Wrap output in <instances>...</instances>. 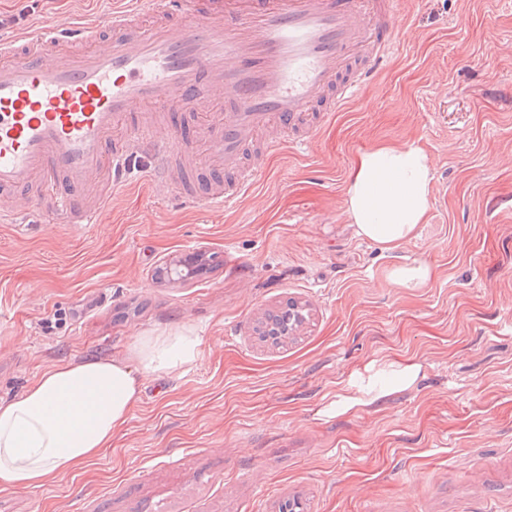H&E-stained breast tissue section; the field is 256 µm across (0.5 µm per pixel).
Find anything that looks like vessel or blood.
I'll return each mask as SVG.
<instances>
[{
    "label": "vessel or blood",
    "mask_w": 512,
    "mask_h": 512,
    "mask_svg": "<svg viewBox=\"0 0 512 512\" xmlns=\"http://www.w3.org/2000/svg\"><path fill=\"white\" fill-rule=\"evenodd\" d=\"M396 0H127L92 24L47 20L0 39V222L37 191L57 224L93 223L133 171L175 207L234 206L249 148L310 141L400 47ZM204 139L201 178L175 180L181 141Z\"/></svg>",
    "instance_id": "b4317fda"
}]
</instances>
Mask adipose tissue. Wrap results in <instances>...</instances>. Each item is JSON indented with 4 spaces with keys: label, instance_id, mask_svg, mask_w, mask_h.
<instances>
[{
    "label": "adipose tissue",
    "instance_id": "1",
    "mask_svg": "<svg viewBox=\"0 0 512 512\" xmlns=\"http://www.w3.org/2000/svg\"><path fill=\"white\" fill-rule=\"evenodd\" d=\"M430 181L418 146L361 154L346 191L358 234L386 250L414 237L429 210ZM199 355L192 331L142 336L126 358L57 364L19 396L0 399V487H40L99 455L128 422L141 376L184 369Z\"/></svg>",
    "mask_w": 512,
    "mask_h": 512
}]
</instances>
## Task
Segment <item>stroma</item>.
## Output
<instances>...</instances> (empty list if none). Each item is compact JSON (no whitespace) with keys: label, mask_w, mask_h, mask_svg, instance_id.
Returning <instances> with one entry per match:
<instances>
[{"label":"stroma","mask_w":512,"mask_h":512,"mask_svg":"<svg viewBox=\"0 0 512 512\" xmlns=\"http://www.w3.org/2000/svg\"><path fill=\"white\" fill-rule=\"evenodd\" d=\"M113 0H0V38ZM386 69L222 211L141 181L96 223H0V398L60 362L188 328L190 367L144 376L111 448L0 512H512V0H399ZM432 173L415 238L356 236L349 176L374 146ZM192 259L187 280L166 267ZM431 269L403 288L395 268ZM308 304L287 342L268 310Z\"/></svg>","instance_id":"stroma-1"}]
</instances>
